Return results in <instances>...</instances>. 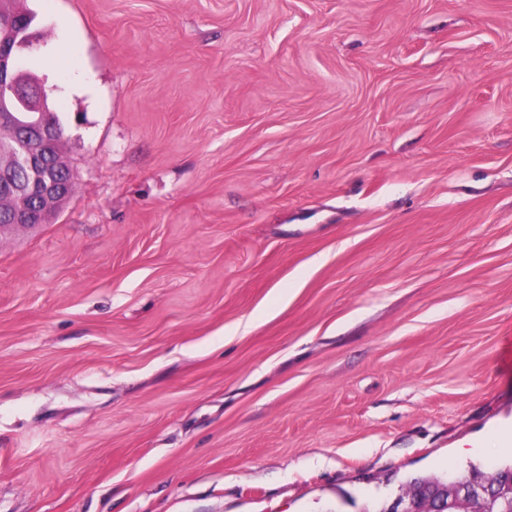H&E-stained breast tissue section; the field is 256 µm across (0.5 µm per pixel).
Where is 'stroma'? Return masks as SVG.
<instances>
[{"label": "stroma", "instance_id": "stroma-1", "mask_svg": "<svg viewBox=\"0 0 512 512\" xmlns=\"http://www.w3.org/2000/svg\"><path fill=\"white\" fill-rule=\"evenodd\" d=\"M22 6L76 183L0 228V512L512 462V0Z\"/></svg>", "mask_w": 512, "mask_h": 512}]
</instances>
